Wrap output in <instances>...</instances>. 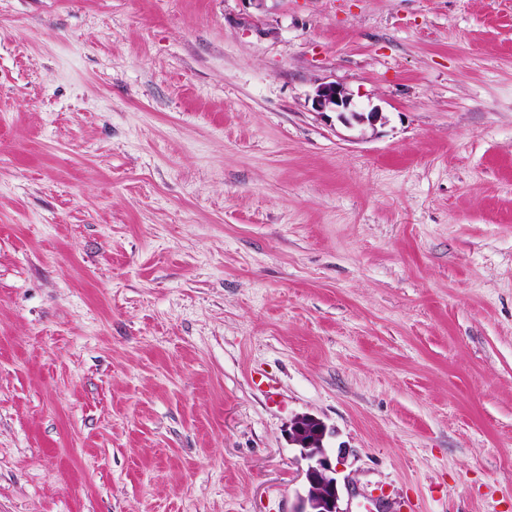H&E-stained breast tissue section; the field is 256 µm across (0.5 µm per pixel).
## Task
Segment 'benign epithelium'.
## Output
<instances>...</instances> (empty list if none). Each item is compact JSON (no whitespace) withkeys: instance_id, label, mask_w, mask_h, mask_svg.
<instances>
[{"instance_id":"7a95c632","label":"benign epithelium","mask_w":512,"mask_h":512,"mask_svg":"<svg viewBox=\"0 0 512 512\" xmlns=\"http://www.w3.org/2000/svg\"><path fill=\"white\" fill-rule=\"evenodd\" d=\"M318 112H336L343 121L353 119L359 124L375 125L382 120V113L373 108L369 112L349 111L352 98L346 89L336 83H321L312 98ZM326 425L318 418L302 415L294 420L290 441L297 447L299 459L304 462L305 495L300 512H346L340 506L341 495L336 474V460L324 446Z\"/></svg>"}]
</instances>
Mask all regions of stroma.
Segmentation results:
<instances>
[{
	"label": "stroma",
	"instance_id": "stroma-1",
	"mask_svg": "<svg viewBox=\"0 0 512 512\" xmlns=\"http://www.w3.org/2000/svg\"><path fill=\"white\" fill-rule=\"evenodd\" d=\"M303 414L512 512V0H0V512H298ZM312 101L317 112H337L339 119L349 122L344 111L349 110L352 98L339 84L320 83L315 89Z\"/></svg>",
	"mask_w": 512,
	"mask_h": 512
}]
</instances>
